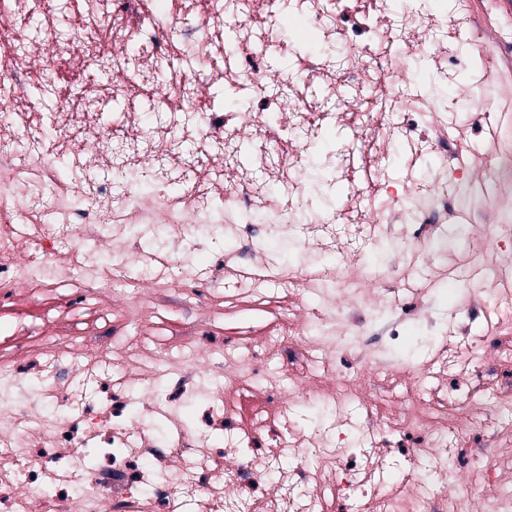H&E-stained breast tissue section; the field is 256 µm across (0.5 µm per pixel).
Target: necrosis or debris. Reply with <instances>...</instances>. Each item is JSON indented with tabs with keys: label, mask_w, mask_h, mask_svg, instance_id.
I'll list each match as a JSON object with an SVG mask.
<instances>
[{
	"label": "necrosis or debris",
	"mask_w": 512,
	"mask_h": 512,
	"mask_svg": "<svg viewBox=\"0 0 512 512\" xmlns=\"http://www.w3.org/2000/svg\"><path fill=\"white\" fill-rule=\"evenodd\" d=\"M47 4L0 0L12 17L0 24V349L11 356L0 364V512H512V292L500 287L512 224L473 225L463 316L435 322L434 296L409 282L444 257L460 201L396 178L388 160L398 139L414 157L453 158L447 99L401 88L447 51L464 11L447 0H176L160 15L154 0H68L69 39L46 24L37 55L24 18ZM285 14L326 50L301 55L276 28ZM185 48L188 72L171 64ZM267 56L299 68L268 72ZM74 61L84 84L112 75L106 96L124 110L111 123L69 90L52 112L27 100ZM208 81L277 95L280 107L215 108ZM342 88L343 111H323L316 93ZM145 99L170 109L147 139ZM334 123L351 136L323 166L349 194L330 211L303 152ZM246 138L250 168L237 161ZM93 158L111 183L93 176ZM186 164L195 181L178 197L163 172ZM280 240L297 266L280 261ZM216 242L223 268L259 277L198 268L193 255ZM371 249L387 251L395 275L368 264ZM107 259L111 273L48 302L15 275L21 261L32 281L63 282ZM271 284L280 331L237 337L213 361L200 338L217 289L260 296ZM406 293L432 328L416 361L400 357ZM169 307L184 315L163 348L147 331ZM186 401L195 423L181 417ZM305 404L325 420L302 425Z\"/></svg>",
	"instance_id": "obj_1"
}]
</instances>
